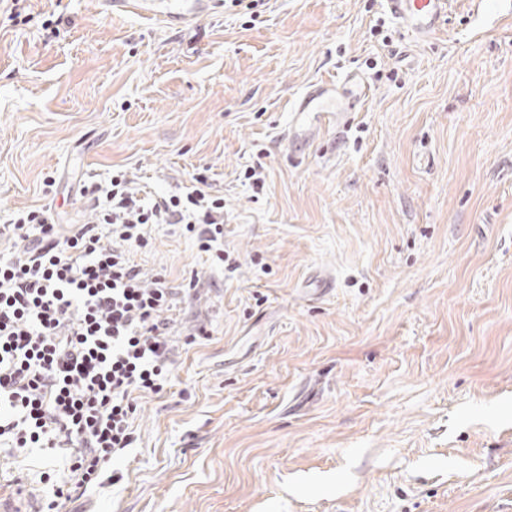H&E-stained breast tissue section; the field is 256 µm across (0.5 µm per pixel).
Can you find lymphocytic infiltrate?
I'll return each mask as SVG.
<instances>
[{
  "label": "lymphocytic infiltrate",
  "instance_id": "f902f5d3",
  "mask_svg": "<svg viewBox=\"0 0 512 512\" xmlns=\"http://www.w3.org/2000/svg\"><path fill=\"white\" fill-rule=\"evenodd\" d=\"M93 216L60 223L51 208L14 212L0 228V447L66 452L45 472L40 512L101 486L135 443L138 400L171 372L178 291L134 263L155 224L184 225L202 251H222L224 200L200 188L140 197L125 172L96 186Z\"/></svg>",
  "mask_w": 512,
  "mask_h": 512
}]
</instances>
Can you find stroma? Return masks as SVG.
<instances>
[{
	"instance_id": "35a3bbf8",
	"label": "stroma",
	"mask_w": 512,
	"mask_h": 512,
	"mask_svg": "<svg viewBox=\"0 0 512 512\" xmlns=\"http://www.w3.org/2000/svg\"><path fill=\"white\" fill-rule=\"evenodd\" d=\"M351 73L343 132L293 147L299 98ZM117 170L161 195L204 176L237 268L166 224L134 253L197 290L134 448L67 512H512V0H450L431 40L381 0L170 27L24 0L0 22V220H89ZM61 463L0 453L35 495Z\"/></svg>"
}]
</instances>
